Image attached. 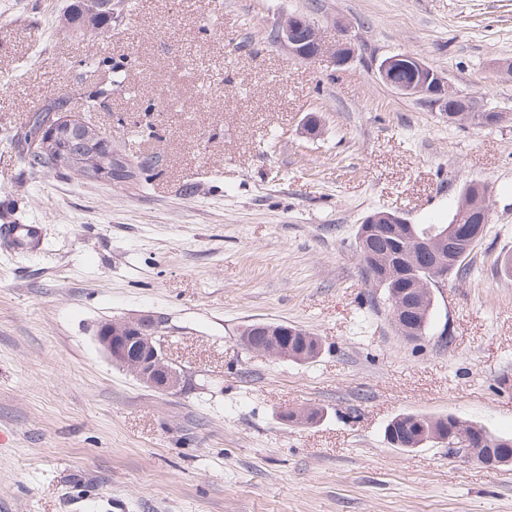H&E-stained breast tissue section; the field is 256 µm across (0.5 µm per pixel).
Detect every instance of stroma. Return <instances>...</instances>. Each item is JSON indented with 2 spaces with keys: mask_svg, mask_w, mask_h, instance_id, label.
<instances>
[{
  "mask_svg": "<svg viewBox=\"0 0 512 512\" xmlns=\"http://www.w3.org/2000/svg\"><path fill=\"white\" fill-rule=\"evenodd\" d=\"M68 2L0 0V211L43 228L37 252L0 249V512H512V467L385 437L404 413L512 437V0H112L102 41L62 28ZM292 15L323 55L274 40ZM399 52L504 122L452 124L381 82ZM91 57L125 81L84 120L161 157L136 184L35 178L5 141L87 95ZM474 180L493 206L473 271L435 288L430 332L406 342L370 302L357 226L448 223ZM138 311L165 317L187 390L145 388L99 349L103 322ZM254 322L325 351H247ZM302 408L318 419L284 421Z\"/></svg>",
  "mask_w": 512,
  "mask_h": 512,
  "instance_id": "1",
  "label": "stroma"
}]
</instances>
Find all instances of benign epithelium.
Masks as SVG:
<instances>
[{
	"label": "benign epithelium",
	"instance_id": "benign-epithelium-1",
	"mask_svg": "<svg viewBox=\"0 0 512 512\" xmlns=\"http://www.w3.org/2000/svg\"><path fill=\"white\" fill-rule=\"evenodd\" d=\"M278 41L294 56L312 60L323 52L318 33L310 21L296 15L276 26ZM355 54V47L349 41H338L332 48L335 63L346 64ZM408 67L415 73L414 81L398 87V91L409 97H420L434 103L446 102L450 112H465L471 107L467 97L453 90L448 81L414 55L394 54L382 59L377 74L386 82L396 70ZM63 125L78 126L81 135L76 139L77 147L64 149L54 155L51 165L57 170L67 169L78 163L89 143L103 137L102 132L77 116L58 119V114L49 117L36 132L27 133L25 149L43 151L53 141L57 129ZM133 174L129 159L120 151L112 155L111 165L94 172L90 179L101 183H122ZM492 191L483 192L481 201L474 206L476 223L451 226L434 238L414 239V252L418 260H431L430 270L434 275L429 288H403L391 299L390 318L398 328L401 338L407 342L421 340L416 322L409 315L410 300L406 294L413 292L434 297V287L448 280V266L455 263L461 248L470 240L480 237L481 226L490 223ZM164 317L155 312L130 314L104 322L96 334V341L107 358L125 366L145 387L160 393H176L186 386V378L172 367L167 359L165 345L160 339L164 329ZM296 335L294 330L277 331L272 336L255 340L252 336L240 338V344L264 351L282 361H292L295 352L289 342ZM431 440L448 449V455L460 460L471 461L487 469L512 465V456L499 448L487 447V441L473 431H465L459 425L440 426L430 430Z\"/></svg>",
	"mask_w": 512,
	"mask_h": 512
}]
</instances>
